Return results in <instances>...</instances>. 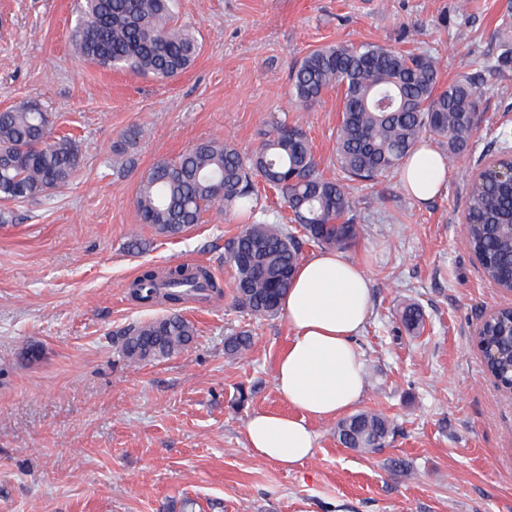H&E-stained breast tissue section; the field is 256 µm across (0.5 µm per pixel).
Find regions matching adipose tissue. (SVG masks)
Returning <instances> with one entry per match:
<instances>
[{
	"label": "adipose tissue",
	"instance_id": "1",
	"mask_svg": "<svg viewBox=\"0 0 512 512\" xmlns=\"http://www.w3.org/2000/svg\"><path fill=\"white\" fill-rule=\"evenodd\" d=\"M447 166L444 155L420 146L401 167L407 194L419 202L432 200ZM371 294L366 270L343 254L320 253L298 265L282 302L292 336L274 375L275 389L291 411L250 417L246 438L258 457L283 467L303 462L315 448L311 420L336 417L360 402L366 380L355 338Z\"/></svg>",
	"mask_w": 512,
	"mask_h": 512
}]
</instances>
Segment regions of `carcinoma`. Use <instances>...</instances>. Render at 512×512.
Masks as SVG:
<instances>
[{
	"label": "carcinoma",
	"instance_id": "cac0c4a2",
	"mask_svg": "<svg viewBox=\"0 0 512 512\" xmlns=\"http://www.w3.org/2000/svg\"><path fill=\"white\" fill-rule=\"evenodd\" d=\"M77 52L99 66L173 79L196 57L198 45L177 24L173 0H85L72 30ZM512 65V32L500 35L493 68ZM292 93L304 104L337 88L343 107L336 130V166L341 177L320 172L312 147L299 126H279L249 157L233 146L204 140L174 162L158 161L144 175L136 198L140 221L156 233L177 236L218 203L249 220L225 247L235 271L234 307L256 318L274 319L299 263L300 241L288 224L318 246L344 248L356 236L357 200L348 182L375 181L434 135L448 157L467 152L477 128L481 95L473 77L461 75L446 88L438 83V61L428 53H400L380 44H336L316 49L291 71ZM75 142L51 135L47 113L28 104L0 112V200L26 202L67 185L80 167ZM286 203L285 223L253 220L258 204L256 179ZM470 251L485 278L512 289V183L486 171L467 198ZM144 305H173L223 295V285L203 266L177 265L164 273L143 271L130 285ZM405 328L423 324L417 305L401 315ZM193 324L177 312L124 332L121 353L130 362L154 361L189 349ZM484 338L497 345L490 373L512 381V309L494 314ZM251 347L249 331L224 339V354L238 358ZM391 432L381 414L359 412L336 424L345 448L374 452Z\"/></svg>",
	"mask_w": 512,
	"mask_h": 512
}]
</instances>
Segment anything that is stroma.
Listing matches in <instances>:
<instances>
[{
    "label": "stroma",
    "mask_w": 512,
    "mask_h": 512,
    "mask_svg": "<svg viewBox=\"0 0 512 512\" xmlns=\"http://www.w3.org/2000/svg\"><path fill=\"white\" fill-rule=\"evenodd\" d=\"M176 0L198 44L191 67L158 82L81 59L70 32L75 0H0V111L48 112L76 140L73 180L37 200L0 203V512H512V397L475 346L493 308L512 303L482 274L463 232L471 174L512 129V71L498 72L497 35L512 0ZM375 43L438 59L439 85L475 77L482 117L466 155L450 159L430 202L399 175L352 183L357 237L372 298L356 339L367 390L358 410L383 414L385 447L355 451L336 422L312 421V456L285 468L257 458L245 426L287 411L275 366L290 339L284 317L256 320L232 305L224 247L243 228L224 206L206 208L175 237L141 223L143 174L215 138L248 154L279 125H298L325 177L336 175L342 94L301 106L291 70L311 51ZM202 264L224 295L189 302L191 348L133 363L125 328L168 304L131 299L145 268ZM424 314L413 334L400 313ZM252 332L239 359L224 339ZM43 349L23 359L27 345Z\"/></svg>",
    "instance_id": "35a3bbf8"
}]
</instances>
